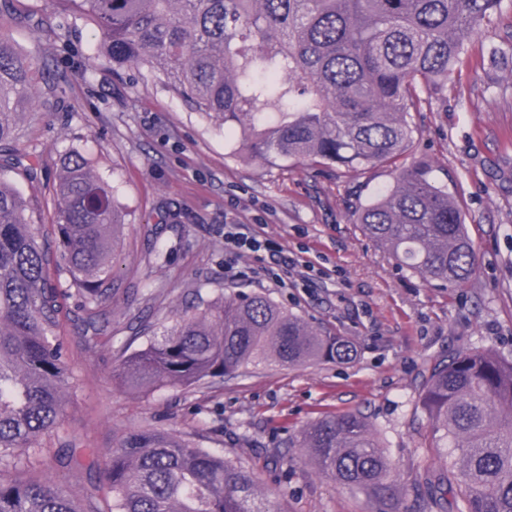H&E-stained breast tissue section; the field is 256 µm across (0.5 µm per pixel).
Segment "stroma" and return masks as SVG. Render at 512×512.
<instances>
[{
    "mask_svg": "<svg viewBox=\"0 0 512 512\" xmlns=\"http://www.w3.org/2000/svg\"><path fill=\"white\" fill-rule=\"evenodd\" d=\"M60 0H23L0 26L58 86V107L21 124L11 146L35 153L40 179H9L55 244L53 186L60 160L78 150L117 188L126 214L112 270L119 290L108 318L111 338L84 341L77 298L56 331L74 388L62 428L41 436L56 454L52 470L75 498L103 481L104 455L121 435L151 424L256 473L259 498L281 512H376L377 505L327 476L299 448L300 431L347 411L363 413L409 491L399 512H423L413 485L441 470L427 447L432 425L419 389L435 362L487 350L512 361V0L469 43L468 64L424 94L410 122L408 160L427 161L465 215L476 267L461 287L434 288L401 267L355 222L360 204L392 186L394 168L317 173L294 159L248 163L233 138L144 68H115L95 51L84 18L55 23ZM258 224L331 275L308 288L224 276V225ZM262 293L324 335L353 341L349 362L301 366L273 362L186 388L133 389L114 370L157 329L225 294Z\"/></svg>",
    "mask_w": 512,
    "mask_h": 512,
    "instance_id": "1",
    "label": "stroma"
}]
</instances>
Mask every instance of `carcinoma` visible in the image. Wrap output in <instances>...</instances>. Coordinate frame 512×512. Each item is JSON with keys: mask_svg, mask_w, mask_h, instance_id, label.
Instances as JSON below:
<instances>
[{"mask_svg": "<svg viewBox=\"0 0 512 512\" xmlns=\"http://www.w3.org/2000/svg\"><path fill=\"white\" fill-rule=\"evenodd\" d=\"M102 38L117 66H148L195 111L237 135L245 161L286 158L319 169L392 164L413 143L407 114L466 60L502 0H61ZM36 64L0 31L3 146L27 114L53 106ZM56 256L15 186L0 177V512H280L254 495L255 477L167 430L147 426L106 452L105 478L79 506L37 463L38 437L57 428L72 388L56 336L64 301L107 331L112 259L124 214L116 187L82 152L55 185ZM356 223L423 281L463 285L476 250L461 208L432 167L414 162L360 205ZM70 287L49 275L51 263ZM355 348L325 336L262 294L219 297L164 326L125 356L117 376L139 388L190 387L252 363L348 362ZM429 447L448 463L431 512H512V362L471 350L435 363L421 387ZM298 446L377 512H397L399 475L366 417L345 412L300 432ZM452 499H447L446 495Z\"/></svg>", "mask_w": 512, "mask_h": 512, "instance_id": "carcinoma-1", "label": "carcinoma"}]
</instances>
